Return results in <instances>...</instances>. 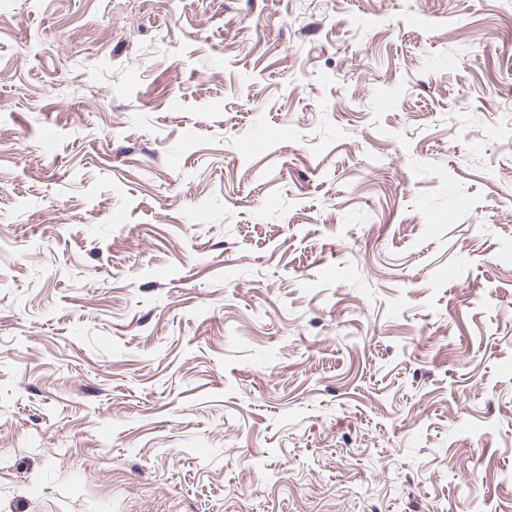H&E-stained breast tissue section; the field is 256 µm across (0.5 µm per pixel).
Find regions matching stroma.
Listing matches in <instances>:
<instances>
[{"instance_id":"obj_1","label":"stroma","mask_w":512,"mask_h":512,"mask_svg":"<svg viewBox=\"0 0 512 512\" xmlns=\"http://www.w3.org/2000/svg\"><path fill=\"white\" fill-rule=\"evenodd\" d=\"M0 512H512V0H0Z\"/></svg>"}]
</instances>
